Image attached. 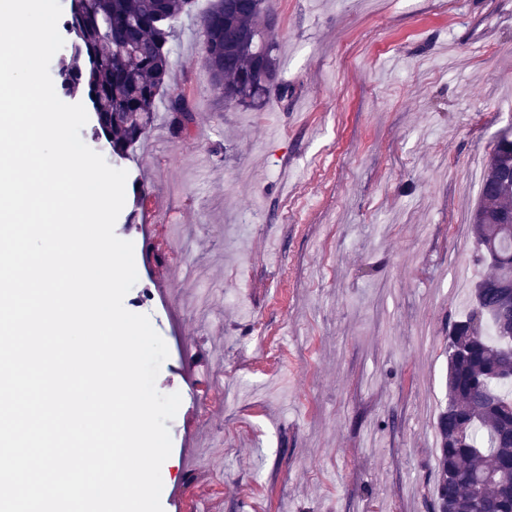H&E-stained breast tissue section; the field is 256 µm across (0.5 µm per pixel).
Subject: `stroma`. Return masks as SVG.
<instances>
[{"label":"stroma","mask_w":512,"mask_h":512,"mask_svg":"<svg viewBox=\"0 0 512 512\" xmlns=\"http://www.w3.org/2000/svg\"><path fill=\"white\" fill-rule=\"evenodd\" d=\"M287 97L222 102L197 0L172 43L165 117L122 169L150 190L125 308L167 344L180 393L164 512H428L444 348L480 274L467 226L512 125V0H274ZM175 225L191 276L149 246ZM467 278L455 277L458 267ZM223 349L224 403L210 355Z\"/></svg>","instance_id":"35a3bbf8"}]
</instances>
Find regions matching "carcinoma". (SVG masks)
I'll return each instance as SVG.
<instances>
[{"label":"carcinoma","instance_id":"carcinoma-1","mask_svg":"<svg viewBox=\"0 0 512 512\" xmlns=\"http://www.w3.org/2000/svg\"><path fill=\"white\" fill-rule=\"evenodd\" d=\"M192 0H67L59 31L67 53L55 74L59 98L81 96L92 136L112 158H129L163 104L171 129L193 122L187 103L167 95L174 23ZM270 0H213L200 17L201 53L224 103L259 108L288 95L281 76ZM469 233L473 260L491 272L474 282L467 312L448 330V403L434 423L435 467L429 512H512V382L495 374L512 366L499 342L512 325V127L486 164Z\"/></svg>","mask_w":512,"mask_h":512}]
</instances>
